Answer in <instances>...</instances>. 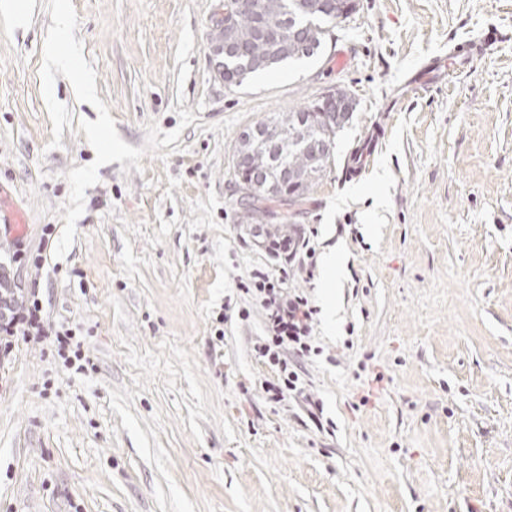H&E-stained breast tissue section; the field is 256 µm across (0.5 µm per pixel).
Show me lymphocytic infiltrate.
Returning a JSON list of instances; mask_svg holds the SVG:
<instances>
[{
    "label": "lymphocytic infiltrate",
    "instance_id": "f902f5d3",
    "mask_svg": "<svg viewBox=\"0 0 512 512\" xmlns=\"http://www.w3.org/2000/svg\"><path fill=\"white\" fill-rule=\"evenodd\" d=\"M287 281V271L256 268L248 280L239 284L241 292L263 310L264 334L253 349L276 373L274 380L262 386L266 401L272 404L304 396L302 361L320 352L312 340L318 309L305 293L289 287ZM20 342L53 347L68 370L83 373L94 366L84 351L79 327L48 321L38 288L0 287V364L9 362Z\"/></svg>",
    "mask_w": 512,
    "mask_h": 512
}]
</instances>
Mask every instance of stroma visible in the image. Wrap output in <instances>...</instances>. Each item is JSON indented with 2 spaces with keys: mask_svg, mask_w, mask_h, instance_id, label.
I'll list each match as a JSON object with an SVG mask.
<instances>
[{
  "mask_svg": "<svg viewBox=\"0 0 512 512\" xmlns=\"http://www.w3.org/2000/svg\"><path fill=\"white\" fill-rule=\"evenodd\" d=\"M357 2L317 60L230 88L209 40L223 0H0V219L32 249L56 227L15 281L95 364L16 348L0 512H512V0ZM62 5L85 101L45 67ZM488 28L499 43L398 99ZM334 89L356 107L294 218L345 263L329 289L254 241L231 179L242 130ZM262 266L336 301L304 369L331 431L264 399L263 312L236 288Z\"/></svg>",
  "mask_w": 512,
  "mask_h": 512,
  "instance_id": "1",
  "label": "stroma"
}]
</instances>
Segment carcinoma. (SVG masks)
<instances>
[{"label": "carcinoma", "mask_w": 512, "mask_h": 512, "mask_svg": "<svg viewBox=\"0 0 512 512\" xmlns=\"http://www.w3.org/2000/svg\"><path fill=\"white\" fill-rule=\"evenodd\" d=\"M300 0H262L257 13L245 12L235 21L236 42L224 63V84L241 86L250 75L278 69L282 64L303 62L319 57L330 35L329 25L349 17L355 0H310L316 9L304 11ZM321 101L288 113L278 125H269L270 138L260 145L239 138L236 153L246 157L237 177L259 184L252 194L256 206L245 208L256 215L287 199L303 201L312 187L330 167L333 152L313 153L308 141L332 145L337 131L349 116L326 125L314 116Z\"/></svg>", "instance_id": "1"}]
</instances>
